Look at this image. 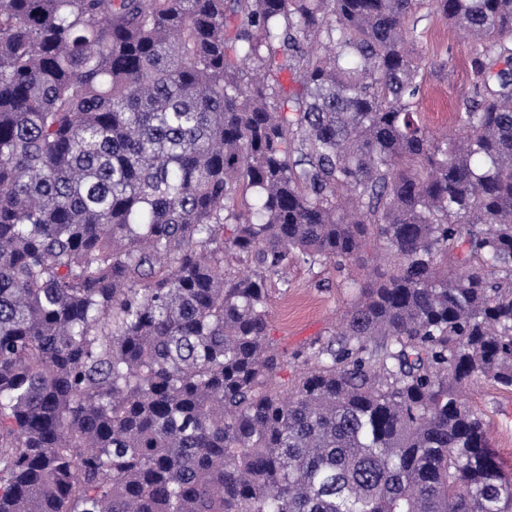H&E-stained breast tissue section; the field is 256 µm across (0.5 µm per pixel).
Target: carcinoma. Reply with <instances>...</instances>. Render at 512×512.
<instances>
[{"mask_svg": "<svg viewBox=\"0 0 512 512\" xmlns=\"http://www.w3.org/2000/svg\"><path fill=\"white\" fill-rule=\"evenodd\" d=\"M420 2L0 0V512H512V0H431L450 135ZM369 249L276 390L267 279ZM430 7L425 2L417 11L421 19L417 24V49L424 74L418 109L428 127L447 126L449 133L453 129L451 115L455 106L472 92L469 61L474 43ZM464 398L490 422L491 446L504 473L512 476V390L474 379L464 388Z\"/></svg>", "mask_w": 512, "mask_h": 512, "instance_id": "cac0c4a2", "label": "carcinoma"}]
</instances>
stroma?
Listing matches in <instances>:
<instances>
[{"label":"stroma","instance_id":"35a3bbf8","mask_svg":"<svg viewBox=\"0 0 512 512\" xmlns=\"http://www.w3.org/2000/svg\"><path fill=\"white\" fill-rule=\"evenodd\" d=\"M417 15V49L424 74L418 109L428 127L441 129L450 125L455 107L472 92L469 61L474 44L429 5H421ZM366 272L363 266L344 272L331 264L312 268L298 261L289 267L287 282H269L270 341L290 358L278 377L280 384L293 385L305 370L303 363L294 361L295 353L331 336L351 297L345 286L348 276L361 278ZM464 397L485 414L491 446L504 473L512 476V390L475 379L465 387Z\"/></svg>","mask_w":512,"mask_h":512}]
</instances>
